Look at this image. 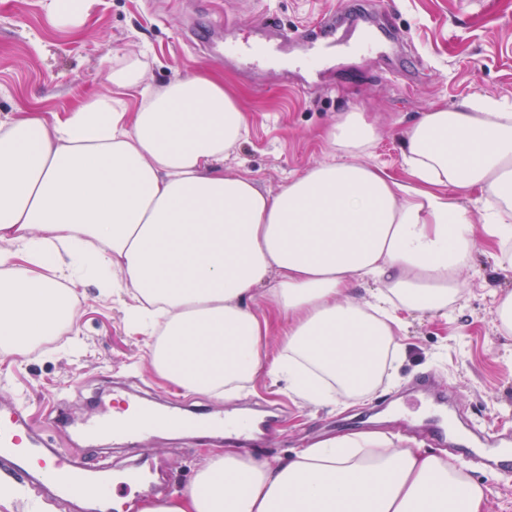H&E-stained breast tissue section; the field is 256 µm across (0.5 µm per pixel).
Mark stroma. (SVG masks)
<instances>
[{
	"instance_id": "35a3bbf8",
	"label": "stroma",
	"mask_w": 512,
	"mask_h": 512,
	"mask_svg": "<svg viewBox=\"0 0 512 512\" xmlns=\"http://www.w3.org/2000/svg\"><path fill=\"white\" fill-rule=\"evenodd\" d=\"M326 13L369 16L361 31L381 40L384 53L339 51L314 66L303 48L289 46L252 69L224 57L229 28L246 31L271 14L293 31ZM124 56L142 60L156 87L202 68L223 75L248 117V135L224 169L247 173L269 192L331 160L323 134L341 113L352 111L366 113L379 127L368 163L403 180L401 134L419 113L455 107L473 94L512 105V0H96L79 26L52 22L43 0H0V116L38 107L49 118L63 114L78 100L107 92L110 60ZM393 68L404 79H393ZM463 287V300L448 315H405L397 341L407 355L395 366V384L380 385L368 400L342 410L304 404L285 382L266 378L229 403L162 385L150 369L143 336L124 321L121 298H102L88 284L75 311L80 348L52 336L1 361L0 409L26 410L57 454L106 464L116 495L140 502L188 485L206 451L223 447L224 439L158 433L147 441L88 449L75 426L114 394L209 412L277 408L273 428L244 444L256 456H284L361 430L399 435L426 448V416L408 408L415 382L427 374L435 386L453 389L452 405L441 408L447 430L440 450L490 487L485 512H512V473L457 454L460 437L472 429L512 431V335H501L493 324V294L512 290V270L496 265L492 249L478 250ZM145 461L155 471L137 490L118 483V476ZM0 478L9 484L0 512H89L75 500L19 481L2 461Z\"/></svg>"
}]
</instances>
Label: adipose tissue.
<instances>
[{"instance_id":"obj_1","label":"adipose tissue","mask_w":512,"mask_h":512,"mask_svg":"<svg viewBox=\"0 0 512 512\" xmlns=\"http://www.w3.org/2000/svg\"><path fill=\"white\" fill-rule=\"evenodd\" d=\"M109 81L54 120L0 118L2 354L73 330L91 283L126 296L155 375L184 393L232 399L264 375L302 402L350 405L404 356L402 313L461 299L480 244L512 269V112L492 98L410 122L404 182L364 160L376 124L343 113L334 160L270 194L224 170L248 118L223 78L154 89L127 58ZM366 280L381 286L371 302L355 294ZM486 499L447 454L366 430L288 456L210 453L138 512H483Z\"/></svg>"}]
</instances>
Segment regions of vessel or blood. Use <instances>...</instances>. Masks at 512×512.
Here are the masks:
<instances>
[{"instance_id":"vessel-or-blood-1","label":"vessel or blood","mask_w":512,"mask_h":512,"mask_svg":"<svg viewBox=\"0 0 512 512\" xmlns=\"http://www.w3.org/2000/svg\"><path fill=\"white\" fill-rule=\"evenodd\" d=\"M336 24L335 17L329 16L321 24L304 27L293 37L313 52L322 31L334 28ZM266 52V47L251 45L245 38L229 44L224 50L226 56L246 61L258 60ZM122 407L134 412V425L126 426L112 408H104L80 427V436L87 446L93 448L108 440L121 443L144 440L165 425L192 432L216 428L230 433V442L236 446L260 429L259 424L247 417L162 411L130 397L123 398ZM0 458L12 460L19 477L38 474L42 482L54 487L61 496L85 495L104 505L109 502V480L84 464L50 455L46 444L34 436L33 428L22 412H0Z\"/></svg>"}]
</instances>
